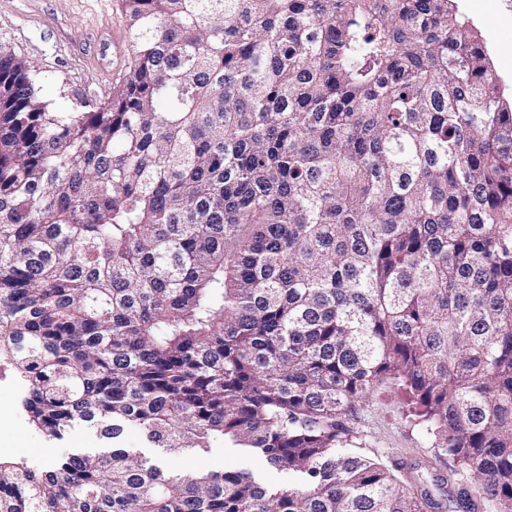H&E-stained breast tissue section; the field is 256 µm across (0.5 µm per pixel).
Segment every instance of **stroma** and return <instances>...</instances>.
Listing matches in <instances>:
<instances>
[{
	"label": "stroma",
	"mask_w": 512,
	"mask_h": 512,
	"mask_svg": "<svg viewBox=\"0 0 512 512\" xmlns=\"http://www.w3.org/2000/svg\"><path fill=\"white\" fill-rule=\"evenodd\" d=\"M481 35L492 67L512 98V0H456ZM0 48L32 61L39 71L45 100L68 110L81 98L108 100L114 79L128 67L130 44L122 0H0ZM21 383L6 361H0V459L49 466L64 452L101 447L96 428L82 426L63 440L39 434L20 408ZM356 423L370 448L389 463L417 468L425 488H434L440 471L422 468L430 452L423 435L403 416V398L395 386L384 385L363 401ZM126 445L156 462L171 461L181 470L204 466L215 471L248 469L270 483L283 482L256 456L237 448L215 445L205 455L186 451L169 458L165 449L143 445L136 431H128Z\"/></svg>",
	"instance_id": "1"
}]
</instances>
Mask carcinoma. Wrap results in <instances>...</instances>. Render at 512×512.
Returning <instances> with one entry per match:
<instances>
[{
	"instance_id": "obj_1",
	"label": "carcinoma",
	"mask_w": 512,
	"mask_h": 512,
	"mask_svg": "<svg viewBox=\"0 0 512 512\" xmlns=\"http://www.w3.org/2000/svg\"><path fill=\"white\" fill-rule=\"evenodd\" d=\"M132 62L67 111L0 49V512H512V101L453 0H122ZM437 499L350 425L384 384ZM221 442L288 475L124 446ZM3 378L0 384V459L27 461L48 467L62 452L101 448L102 441L96 428L82 426L70 432L62 441L50 440L39 434L27 421L20 408L21 383L13 367L0 361ZM30 448H49L36 455ZM126 446L151 461L168 462L181 470H194L200 466L215 471L249 469L266 482L281 483L284 481L283 475L268 468L261 458L246 455L239 448H224L223 445L217 444L203 456L193 450H187L172 460L169 459L165 448H152L143 445L135 430L127 432Z\"/></svg>"
}]
</instances>
